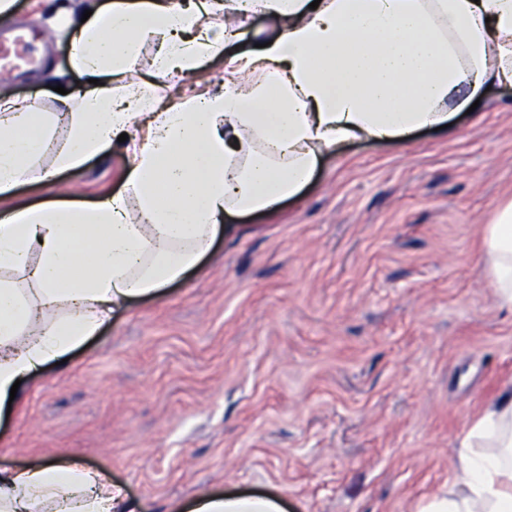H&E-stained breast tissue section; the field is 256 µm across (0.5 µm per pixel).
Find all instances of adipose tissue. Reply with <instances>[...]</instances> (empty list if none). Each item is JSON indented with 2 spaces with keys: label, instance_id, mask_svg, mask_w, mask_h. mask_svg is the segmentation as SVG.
Listing matches in <instances>:
<instances>
[{
  "label": "adipose tissue",
  "instance_id": "ef3b65f1",
  "mask_svg": "<svg viewBox=\"0 0 512 512\" xmlns=\"http://www.w3.org/2000/svg\"><path fill=\"white\" fill-rule=\"evenodd\" d=\"M111 0L71 24L87 84L54 114L0 101V201L46 151L52 173L84 165L126 135L124 194L85 206L0 211V411L29 381L96 335L132 297L194 268L225 216L275 211L349 141H400L448 124L493 83L512 85V0ZM267 17L264 48L244 42ZM156 52L148 70L135 60ZM223 58L220 90L162 104L156 80ZM478 250L512 305V201L483 225ZM456 486L416 512H512V393L472 420ZM183 512H282L274 498L203 494ZM0 512H136L121 488L75 461L0 469Z\"/></svg>",
  "mask_w": 512,
  "mask_h": 512
}]
</instances>
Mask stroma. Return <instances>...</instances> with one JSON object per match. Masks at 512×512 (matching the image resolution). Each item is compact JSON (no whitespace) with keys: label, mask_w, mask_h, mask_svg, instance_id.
Wrapping results in <instances>:
<instances>
[{"label":"stroma","mask_w":512,"mask_h":512,"mask_svg":"<svg viewBox=\"0 0 512 512\" xmlns=\"http://www.w3.org/2000/svg\"><path fill=\"white\" fill-rule=\"evenodd\" d=\"M106 0H13L31 68L0 99L57 109L85 82L64 20ZM113 146L11 206L125 191ZM512 198V86L403 143L324 156L277 212L227 218L200 263L133 300L0 416V468L73 459L141 512L263 493L288 512H413L455 478L468 424L512 381V308L477 250Z\"/></svg>","instance_id":"stroma-1"}]
</instances>
